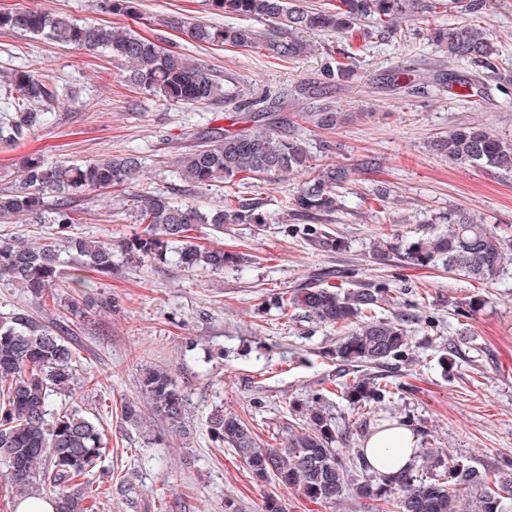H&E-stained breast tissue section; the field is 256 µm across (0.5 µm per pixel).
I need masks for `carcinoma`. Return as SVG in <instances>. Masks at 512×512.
<instances>
[{
    "label": "carcinoma",
    "mask_w": 512,
    "mask_h": 512,
    "mask_svg": "<svg viewBox=\"0 0 512 512\" xmlns=\"http://www.w3.org/2000/svg\"><path fill=\"white\" fill-rule=\"evenodd\" d=\"M300 0H207L210 13L244 16L268 23L251 26H216L199 19H173L168 27L202 45L240 48L262 47L279 59L293 60L309 51L301 38L308 31L334 33L346 38L356 25L369 22L389 33L403 19H424L423 0H336L322 10L299 5ZM461 5L473 18L486 0H448ZM110 15L132 21L140 18L139 0H103ZM0 29L41 35L50 40L89 51H104L124 61L125 81L140 90L159 94L167 102L206 104L224 97V87L210 70L169 48L161 36H145L127 28L80 23L64 15L24 9L0 12ZM429 36L444 46L448 58L468 61L491 71L498 68L497 50L482 26L433 28ZM353 48L346 42L336 55V80L353 74ZM7 109L0 115V140L15 142L42 121L44 103L54 97L49 74L18 70L0 77ZM258 103L241 101L239 108L249 128L212 131L177 161L178 175L202 187L233 184L244 178L274 182L288 174L304 173L305 181L282 200L292 220L330 216L341 208L339 190L350 181L344 166L319 162L306 142L276 129L272 116L256 111ZM433 150L463 166L512 169V140L500 138L482 127H462L433 140ZM138 162L131 155L112 156L82 164L49 163L39 158L23 166L21 184L0 193V220L9 222L29 214L38 217L44 194L62 197L51 223L58 235L37 245L0 239V280L40 295L55 287L65 260L59 241L68 243L79 262L77 271L112 276V257L130 262L168 260L191 269L202 266L222 271L237 266L242 256L193 241L189 232L197 224L217 229L226 224H264L260 205L240 201L224 203L201 212L194 204L171 203L163 196L133 197L138 222L145 228L116 244L65 236L78 223L65 197L79 189H118L137 178ZM447 228L429 230L397 250L404 267L443 268L480 285L493 283L509 273L512 235L487 224L475 214L458 208L437 217ZM308 236L316 249L334 252L345 241L316 228ZM389 289L368 286L353 291L332 290L329 285L280 292L276 305L288 317H305L336 329V375L316 390L305 408L302 423L288 427V438L275 448L263 443L239 415L213 410L207 417L211 436L230 448L249 474L260 482L274 480L304 497L336 506L354 487L364 497L393 502L397 512H512L504 489L512 480H489V472L463 462L448 463L423 448L417 463L407 471L387 477L375 471L362 453L345 455L336 444L342 434L322 406L326 395H335L358 411L393 394L380 372L408 361L411 345L399 319L378 316L393 297ZM67 342L49 326L20 310L0 317V464L5 479L22 498L43 492L57 497V512H88L86 478L102 449L98 425L78 410L59 412L55 399L74 389L77 372ZM141 398L147 409L173 428L181 427L186 395L164 369H149L141 380ZM471 491L467 500L461 490Z\"/></svg>",
    "instance_id": "carcinoma-1"
}]
</instances>
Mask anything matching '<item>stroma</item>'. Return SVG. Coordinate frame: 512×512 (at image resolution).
I'll return each mask as SVG.
<instances>
[{
	"mask_svg": "<svg viewBox=\"0 0 512 512\" xmlns=\"http://www.w3.org/2000/svg\"><path fill=\"white\" fill-rule=\"evenodd\" d=\"M35 8L91 25L116 26L99 0H0V11ZM145 35L167 36L174 49L211 69L224 87L221 101L186 106L127 87L124 64L41 36L0 30V71L34 69L53 73L56 97L44 124L13 144L0 143V193L12 190L22 161L32 154L50 162L77 164L136 152L141 172L131 188L85 190L69 195L78 218L70 236L110 241L140 225L130 194H164L174 203L207 210L223 194L181 181L173 172L177 155L215 128H231L244 97H259L268 111L307 113L296 131L327 164L355 165L334 215L293 221L281 201L304 180L291 174L270 184L246 179L232 191L258 202L268 222L197 225L199 244L248 256L241 269L187 271L171 262L139 266L115 257L111 276L88 289L89 302L69 310V289L37 297L0 281V316L29 311L58 329L75 351L80 379L67 408L99 420L106 452L90 477L101 496L96 512H261L266 496H277L286 512H382L381 502L348 491L329 507L303 498L277 482L255 483L230 448L206 427L221 407L251 424L264 442L280 437L295 419L294 405L307 403L336 372L328 352L336 331L309 319L286 320L274 306L278 293L311 282L389 288L393 300L382 314L403 320L412 339L408 362L393 370L394 395L364 413L330 398L329 410L347 448H363L369 433L401 417L418 428L417 445L443 458L503 474L512 471V291L504 284L476 285L443 270L409 269L397 260L371 256L380 235L414 237L434 217L458 207L488 223L512 226V171L460 166L434 154L429 143L463 126L481 125L512 139V85L471 62H452L413 21L381 34L361 24L353 35L358 62L349 81L326 94L288 97L299 82H324L323 69L336 49L330 35H314L313 51L280 60L263 48L201 46L165 27L174 17H206L205 0H141ZM481 24L493 35L503 64L512 63V0H488ZM458 72L481 78L480 107L460 86L440 84L439 75ZM426 81L410 93L408 79ZM342 112L331 130L315 114ZM317 226L344 238L345 248L315 251L306 234ZM486 297L481 310L471 296ZM455 352V365L441 373L438 347ZM163 368L183 387L185 430L175 432L151 414L140 425L126 423L122 408L140 397L146 369Z\"/></svg>",
	"mask_w": 512,
	"mask_h": 512,
	"instance_id": "1",
	"label": "stroma"
}]
</instances>
